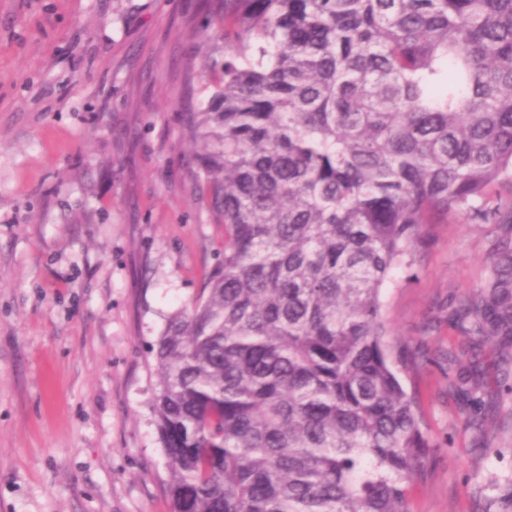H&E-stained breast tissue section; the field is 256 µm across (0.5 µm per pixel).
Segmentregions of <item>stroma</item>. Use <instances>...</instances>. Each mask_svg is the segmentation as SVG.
Segmentation results:
<instances>
[{
  "label": "stroma",
  "mask_w": 512,
  "mask_h": 512,
  "mask_svg": "<svg viewBox=\"0 0 512 512\" xmlns=\"http://www.w3.org/2000/svg\"><path fill=\"white\" fill-rule=\"evenodd\" d=\"M204 0H0V512H169L149 345L218 260L183 114L221 42ZM512 224H429L383 292L432 444L411 512H499L512 351H480L464 426L461 299ZM456 391L461 395L463 407L461 413L465 426L482 425L479 419L485 415L486 401L482 393L481 371L476 364L461 369L454 382Z\"/></svg>",
  "instance_id": "obj_1"
}]
</instances>
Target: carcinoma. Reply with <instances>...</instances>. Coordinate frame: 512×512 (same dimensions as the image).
<instances>
[{"instance_id":"carcinoma-1","label":"carcinoma","mask_w":512,"mask_h":512,"mask_svg":"<svg viewBox=\"0 0 512 512\" xmlns=\"http://www.w3.org/2000/svg\"><path fill=\"white\" fill-rule=\"evenodd\" d=\"M196 181L224 253L150 346L171 512H411L432 467L383 291L425 224H512V0H217ZM512 343V245L456 310ZM464 424L481 371L455 381Z\"/></svg>"}]
</instances>
